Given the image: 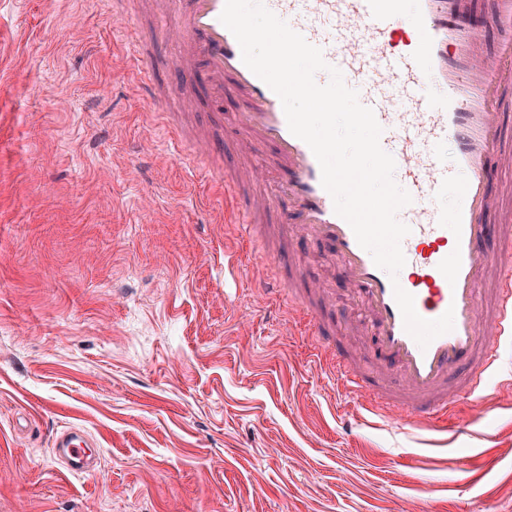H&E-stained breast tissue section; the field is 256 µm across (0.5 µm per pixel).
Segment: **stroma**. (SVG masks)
Masks as SVG:
<instances>
[{
  "label": "stroma",
  "mask_w": 512,
  "mask_h": 512,
  "mask_svg": "<svg viewBox=\"0 0 512 512\" xmlns=\"http://www.w3.org/2000/svg\"><path fill=\"white\" fill-rule=\"evenodd\" d=\"M130 13L175 23L173 0H0V512H512V346L433 429L314 359L224 193L234 126L214 166L173 143ZM288 253L340 350L399 391L324 246ZM69 427L97 474L56 459Z\"/></svg>",
  "instance_id": "stroma-1"
}]
</instances>
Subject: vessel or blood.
Returning <instances> with one entry per match:
<instances>
[{
  "mask_svg": "<svg viewBox=\"0 0 512 512\" xmlns=\"http://www.w3.org/2000/svg\"><path fill=\"white\" fill-rule=\"evenodd\" d=\"M177 33L201 63L199 79L216 96L234 99L240 134L262 153V175L274 195L264 209L234 174L224 191L237 220L258 241L284 237L299 225L325 244L340 278L357 286L359 303L371 315L379 360L407 385L402 412L412 425L431 426L448 414V389L477 396L512 339V225H491L499 211L492 190L506 143L503 119L512 112V0H264L265 6L310 44L327 63L315 81L326 85L338 68L362 105L382 128L380 145L395 160V181L412 197L397 218L410 228L401 247L406 263L397 277L379 268L340 217L321 184V168L310 147L288 127L280 98L243 62L239 43L221 23L226 0H176ZM143 23L131 18L134 58L144 89L165 115L175 138L184 133L171 112L170 87L153 82L158 61ZM496 30V54L484 51ZM279 275L267 293L281 301L292 270L277 256ZM498 281L480 285L490 269ZM402 288L427 320L453 311L450 332L420 347L406 331L394 297ZM56 456L69 472L91 474L96 453L77 428L54 440Z\"/></svg>",
  "mask_w": 512,
  "mask_h": 512,
  "instance_id": "b4317fda",
  "label": "vessel or blood"
}]
</instances>
